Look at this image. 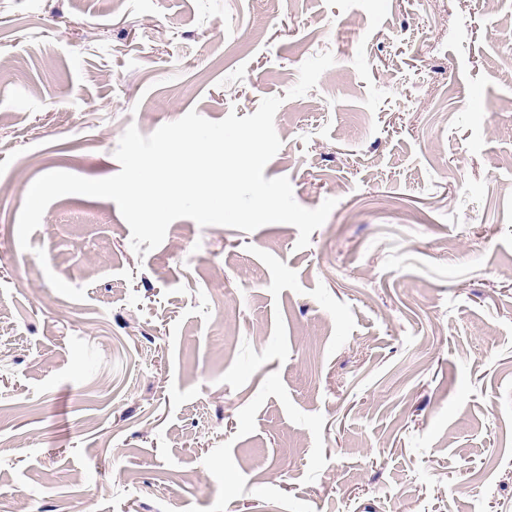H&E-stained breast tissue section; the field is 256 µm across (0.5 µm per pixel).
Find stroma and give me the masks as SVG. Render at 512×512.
<instances>
[{
	"label": "stroma",
	"mask_w": 512,
	"mask_h": 512,
	"mask_svg": "<svg viewBox=\"0 0 512 512\" xmlns=\"http://www.w3.org/2000/svg\"><path fill=\"white\" fill-rule=\"evenodd\" d=\"M270 96L265 178L337 201L306 248L180 218L140 255L71 194L21 249L40 176L110 177L128 126ZM23 507L512 512V0H0V512Z\"/></svg>",
	"instance_id": "35a3bbf8"
}]
</instances>
